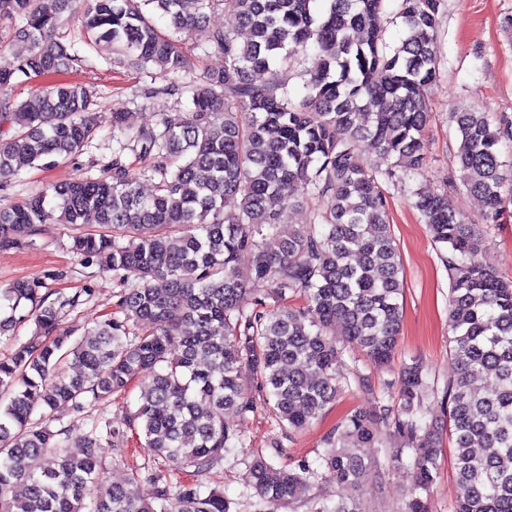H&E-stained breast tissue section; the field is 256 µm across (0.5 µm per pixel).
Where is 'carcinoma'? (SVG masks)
Returning <instances> with one entry per match:
<instances>
[{"mask_svg":"<svg viewBox=\"0 0 512 512\" xmlns=\"http://www.w3.org/2000/svg\"><path fill=\"white\" fill-rule=\"evenodd\" d=\"M83 0L80 33L146 70L175 77L195 67L182 36L206 27L207 10L221 5L229 28L208 30L224 56L186 87H145L142 97L187 89L192 109L158 114L151 127H133L112 113L126 143L98 178L51 185L21 203L0 208V247L16 244L44 224H85L104 233L74 238L72 249L97 260L123 289L110 316L74 338L60 329L61 312L78 296L46 302L39 282L0 288L11 312L0 335L33 321L34 336L0 358V512H230L224 492L204 490L197 477L225 454L244 447L242 423L256 411L244 379L262 393L288 433L317 423L338 401L346 378L339 357L356 349L381 367L395 357L400 335L404 269L391 232L383 183L423 168V134L431 120L428 89L438 69L440 0H401L407 34L388 49L379 17L384 0ZM73 0H0V20L16 19L32 42L25 57L0 48V190L24 167L48 168L79 153L95 135L92 86L58 80L13 103L5 91L19 73L60 74L87 58L61 41L62 14ZM166 20L160 30L143 7ZM317 50L305 70V94L291 98L279 83L254 74L308 44ZM370 115L367 125L357 112ZM460 140L461 183L499 222L512 203V168L500 146L512 143V123L490 112L450 115ZM374 143L379 161L367 165L356 143ZM150 159L153 192L123 152ZM315 194L325 208L318 223L280 237L282 213ZM413 206L434 243L445 249L450 289V352L458 374L444 391L448 435L460 489L453 512H512V278L483 264L484 237L448 207L444 193H414ZM251 256L250 266L239 258ZM31 303L26 313L21 304ZM80 366L70 375L69 361ZM140 380L137 408L124 425L139 429L151 460L145 472L106 489L102 443L122 455L127 432L102 418L71 450L54 413L85 408L120 395ZM371 410L355 409L325 433L312 460L285 463L276 437L269 455L246 464L245 484L264 512L302 501L308 512H362L353 498L309 496L325 467L340 485L379 479L387 467L408 477L402 512H431L430 496L443 455L442 430L424 419V396L434 391L425 367L402 364L374 390ZM231 410L233 425L224 419ZM380 448L384 461L368 457ZM194 479L173 482L170 468ZM154 486L150 502L140 480ZM23 486V496L14 488Z\"/></svg>","mask_w":512,"mask_h":512,"instance_id":"cac0c4a2","label":"carcinoma"}]
</instances>
